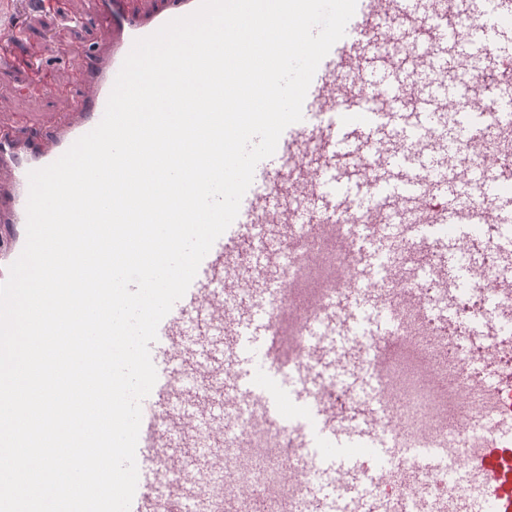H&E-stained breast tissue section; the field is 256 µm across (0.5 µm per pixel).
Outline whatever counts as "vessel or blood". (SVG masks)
Here are the masks:
<instances>
[{
	"instance_id": "b4317fda",
	"label": "vessel or blood",
	"mask_w": 512,
	"mask_h": 512,
	"mask_svg": "<svg viewBox=\"0 0 512 512\" xmlns=\"http://www.w3.org/2000/svg\"><path fill=\"white\" fill-rule=\"evenodd\" d=\"M101 5L70 111L37 136L31 116L0 124V282L29 171L98 125L134 41L199 0ZM320 244L343 264L301 309ZM411 311L450 361H420L448 409L410 426L387 348ZM150 355L130 512H266L267 491L224 492L233 412L277 437L281 512H512V0H357Z\"/></svg>"
}]
</instances>
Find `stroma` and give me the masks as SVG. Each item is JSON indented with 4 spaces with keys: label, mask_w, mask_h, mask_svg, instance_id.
Returning <instances> with one entry per match:
<instances>
[{
    "label": "stroma",
    "mask_w": 512,
    "mask_h": 512,
    "mask_svg": "<svg viewBox=\"0 0 512 512\" xmlns=\"http://www.w3.org/2000/svg\"><path fill=\"white\" fill-rule=\"evenodd\" d=\"M99 11V0H59L55 5L28 6L0 16V24L13 27L16 35L5 57L12 69L9 75L0 74V119L24 114L48 121L68 110L80 91L71 43L96 37L93 20ZM29 58L40 59L46 66L52 91L31 96L14 93V85L25 78L21 64Z\"/></svg>",
    "instance_id": "1"
}]
</instances>
